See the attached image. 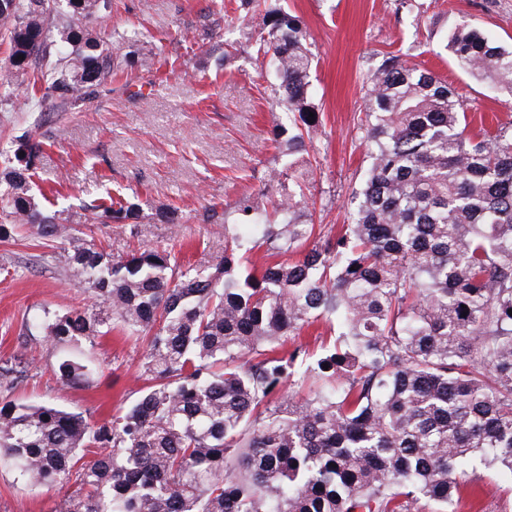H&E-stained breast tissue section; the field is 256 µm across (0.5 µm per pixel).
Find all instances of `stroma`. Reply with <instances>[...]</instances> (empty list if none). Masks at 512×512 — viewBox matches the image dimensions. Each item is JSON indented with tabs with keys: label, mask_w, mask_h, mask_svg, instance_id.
I'll list each match as a JSON object with an SVG mask.
<instances>
[{
	"label": "stroma",
	"mask_w": 512,
	"mask_h": 512,
	"mask_svg": "<svg viewBox=\"0 0 512 512\" xmlns=\"http://www.w3.org/2000/svg\"><path fill=\"white\" fill-rule=\"evenodd\" d=\"M287 5L307 33L317 67L311 99L322 120L309 145L316 167H289L288 106L275 103L273 67L256 58L258 21L241 0H112L95 27L118 55L151 53V69L133 67L106 82L78 109L38 105L10 72L0 40V148L27 129L48 146L34 179L45 209L81 207L106 194H124L142 207L138 223L82 225L113 255L165 247L181 235V262L211 264L224 253L216 225L239 197L278 194L289 177L305 182L322 231L347 223L350 193L367 166L356 124L364 109L365 77L393 52L421 64L463 96L472 122L512 115V97L464 70L447 49L454 25L465 21L512 46V0H269ZM169 204L181 227L162 223ZM90 299L68 270L62 248L34 231L0 241V363L26 367L7 394L48 402L101 422L137 398L143 345L119 332L95 345L69 346L92 370L88 382L65 385L54 374L57 353L38 323L44 311L64 314ZM455 512H512V480L478 470L466 480ZM64 487L32 488L0 465V512H58Z\"/></svg>",
	"instance_id": "1"
}]
</instances>
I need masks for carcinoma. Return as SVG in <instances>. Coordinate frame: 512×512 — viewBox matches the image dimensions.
Returning a JSON list of instances; mask_svg holds the SVG:
<instances>
[{
    "instance_id": "cac0c4a2",
    "label": "carcinoma",
    "mask_w": 512,
    "mask_h": 512,
    "mask_svg": "<svg viewBox=\"0 0 512 512\" xmlns=\"http://www.w3.org/2000/svg\"><path fill=\"white\" fill-rule=\"evenodd\" d=\"M270 57L292 164L321 124L300 21L268 0ZM112 0H0L8 61L59 112L151 59L117 60L93 21ZM455 59L512 94V48L463 21ZM358 130L368 168L350 222L315 235L302 184L224 213V255L184 266L177 243L114 257L78 238L72 207L44 211L32 177L47 143L0 153V241L29 225L92 302L39 324L51 347L118 327L145 340L148 385L102 424L49 403L0 401V460L24 483H73L59 512H438L477 466L512 476V119L475 134L448 82L393 53L366 77ZM315 117H309V114ZM102 224L139 204L106 195ZM263 252L277 261L257 264ZM322 322L319 351L294 339ZM328 369H323V365ZM66 384L88 365L59 356ZM82 448L96 449L86 457Z\"/></svg>"
}]
</instances>
